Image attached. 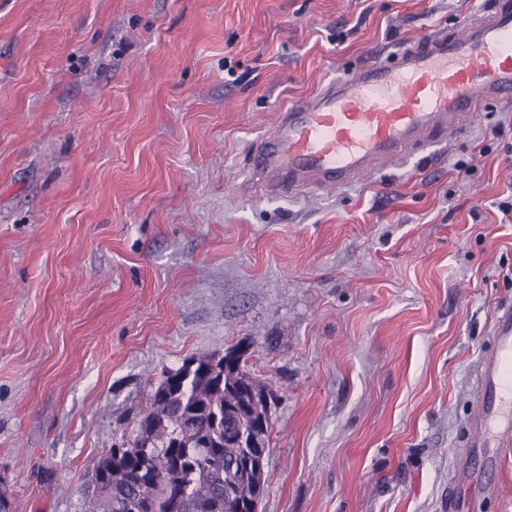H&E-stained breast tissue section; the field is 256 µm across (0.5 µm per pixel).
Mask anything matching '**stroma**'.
<instances>
[{
  "label": "stroma",
  "instance_id": "stroma-1",
  "mask_svg": "<svg viewBox=\"0 0 512 512\" xmlns=\"http://www.w3.org/2000/svg\"><path fill=\"white\" fill-rule=\"evenodd\" d=\"M486 2L0 0L13 512H81L163 372L232 349L276 397L259 512H448L512 306V105L339 190L265 196L247 166L289 104ZM501 454L468 512H512Z\"/></svg>",
  "mask_w": 512,
  "mask_h": 512
}]
</instances>
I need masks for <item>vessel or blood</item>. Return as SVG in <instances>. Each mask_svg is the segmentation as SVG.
<instances>
[{
    "mask_svg": "<svg viewBox=\"0 0 512 512\" xmlns=\"http://www.w3.org/2000/svg\"><path fill=\"white\" fill-rule=\"evenodd\" d=\"M512 104V0H491L464 34L433 33L394 60H373L291 103L248 164L260 193L288 195L341 188L374 163H402L440 134L457 136L465 118L489 104ZM472 435L448 488L450 512L476 472L499 468L512 446V308L501 310L490 350L474 376Z\"/></svg>",
    "mask_w": 512,
    "mask_h": 512,
    "instance_id": "1",
    "label": "vessel or blood"
}]
</instances>
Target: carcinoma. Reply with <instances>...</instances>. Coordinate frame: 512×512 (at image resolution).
Returning a JSON list of instances; mask_svg holds the SVG:
<instances>
[{
  "mask_svg": "<svg viewBox=\"0 0 512 512\" xmlns=\"http://www.w3.org/2000/svg\"><path fill=\"white\" fill-rule=\"evenodd\" d=\"M163 376L137 423L132 445L104 454L83 512H250L265 491L270 419L267 395L242 365L184 367ZM250 428V466L239 463L238 428Z\"/></svg>",
  "mask_w": 512,
  "mask_h": 512,
  "instance_id": "cac0c4a2",
  "label": "carcinoma"
}]
</instances>
